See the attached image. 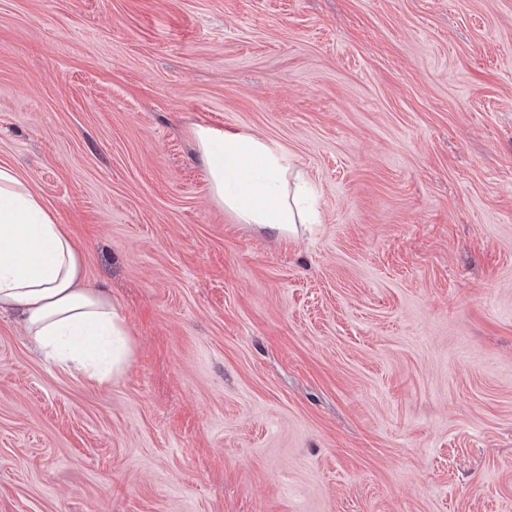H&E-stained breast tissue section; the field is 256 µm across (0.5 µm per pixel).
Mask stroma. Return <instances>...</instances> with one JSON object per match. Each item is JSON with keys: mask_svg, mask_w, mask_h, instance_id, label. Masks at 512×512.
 <instances>
[{"mask_svg": "<svg viewBox=\"0 0 512 512\" xmlns=\"http://www.w3.org/2000/svg\"><path fill=\"white\" fill-rule=\"evenodd\" d=\"M197 124L321 224L236 223ZM0 165L131 348L0 313V512H512V0H0ZM215 202L239 224L282 238L296 224H319L316 190L278 144L249 132L195 125L190 130Z\"/></svg>", "mask_w": 512, "mask_h": 512, "instance_id": "1", "label": "stroma"}]
</instances>
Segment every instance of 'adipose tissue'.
<instances>
[{"mask_svg":"<svg viewBox=\"0 0 512 512\" xmlns=\"http://www.w3.org/2000/svg\"><path fill=\"white\" fill-rule=\"evenodd\" d=\"M190 135L215 202L237 223L287 238L317 223L316 190L278 144L197 125ZM18 313L54 365L92 382L128 362L125 321L106 289L84 285L80 252L33 186L0 165V311Z\"/></svg>","mask_w":512,"mask_h":512,"instance_id":"obj_1","label":"adipose tissue"}]
</instances>
